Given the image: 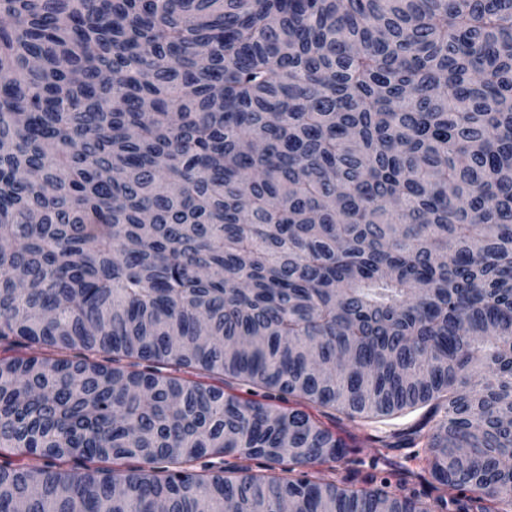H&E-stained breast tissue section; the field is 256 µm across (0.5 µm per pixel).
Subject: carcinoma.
<instances>
[{
	"label": "carcinoma",
	"mask_w": 512,
	"mask_h": 512,
	"mask_svg": "<svg viewBox=\"0 0 512 512\" xmlns=\"http://www.w3.org/2000/svg\"><path fill=\"white\" fill-rule=\"evenodd\" d=\"M0 341V512H512V0H0ZM311 413L326 427L341 435L348 445L357 447L348 448L349 454L347 457L342 461L333 464L336 465L337 469L343 471L342 469L346 467V462L353 459L356 460L355 463H349L348 467L353 469L351 472H355L353 478H355L357 486H364L362 481L365 479L367 471H369L368 464L370 463L371 456L373 455L374 447L377 445L375 441L378 437H383L391 432H396L399 434L400 438H393L392 440H398L397 444L403 445L405 442L403 439L406 437V434L409 433L415 425L425 422L423 419V409L398 418L366 425L365 427L349 423L346 420L339 422L336 419V413L334 412L332 413L335 415H325L318 410L313 409L311 410ZM360 461L363 463H360Z\"/></svg>",
	"instance_id": "obj_1"
}]
</instances>
